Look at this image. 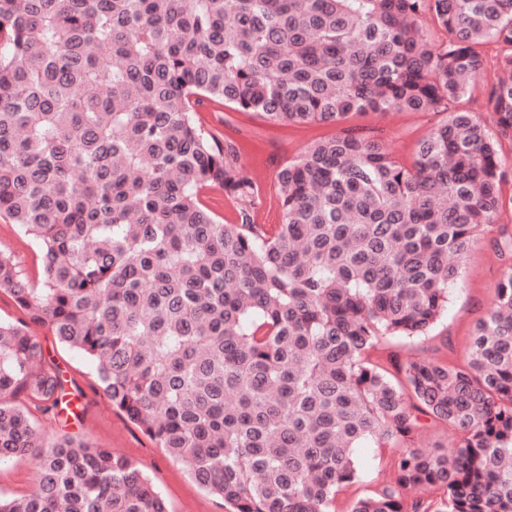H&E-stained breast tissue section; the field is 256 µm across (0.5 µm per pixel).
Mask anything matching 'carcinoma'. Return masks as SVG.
<instances>
[{
    "label": "carcinoma",
    "instance_id": "carcinoma-1",
    "mask_svg": "<svg viewBox=\"0 0 512 512\" xmlns=\"http://www.w3.org/2000/svg\"><path fill=\"white\" fill-rule=\"evenodd\" d=\"M447 38L436 44L427 22ZM512 0H0V217L37 243L34 279L0 249V462L32 491L0 512H169L131 458L46 440L28 405L63 403L32 327L92 365L104 397L230 512H335L353 449L397 448L393 480L349 512H512V265L466 359L369 351L427 335L480 232L512 212L502 141ZM206 100L271 123L441 112L411 166L342 129L277 175L281 223L237 144L196 122ZM242 205L224 224L201 201ZM233 401H227L228 396ZM458 435L423 453L420 416Z\"/></svg>",
    "mask_w": 512,
    "mask_h": 512
}]
</instances>
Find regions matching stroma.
<instances>
[{
    "mask_svg": "<svg viewBox=\"0 0 512 512\" xmlns=\"http://www.w3.org/2000/svg\"><path fill=\"white\" fill-rule=\"evenodd\" d=\"M197 117L205 130L238 145L246 174L260 185L264 195L253 220L267 225L282 219L275 194L278 172L308 145L338 131L334 125H273L212 101L200 106ZM441 119V114L435 112L369 113L350 115L346 124L371 131L396 160L409 166L418 141ZM511 232L512 213L508 212L497 224L484 230L465 258L462 278L448 290V309L428 335L388 339L373 351V359L389 367L409 356H440L449 363H460L467 353L475 323L495 304L493 288L505 265L495 249V241L501 234ZM0 248L11 252L30 275L40 273L36 244L4 216L0 217ZM36 334L45 354L51 355L63 370L66 387L74 398V414L68 418L32 410V419L41 432L50 437H82L132 458L153 478L171 512H227L222 500L203 490L164 449L156 447L126 417L112 410L84 357L61 346L47 329H37ZM393 454V449L371 442L355 450L360 480L337 495L336 512H348L352 500L382 489L391 478L389 462Z\"/></svg>",
    "mask_w": 512,
    "mask_h": 512,
    "instance_id": "35a3bbf8",
    "label": "stroma"
}]
</instances>
